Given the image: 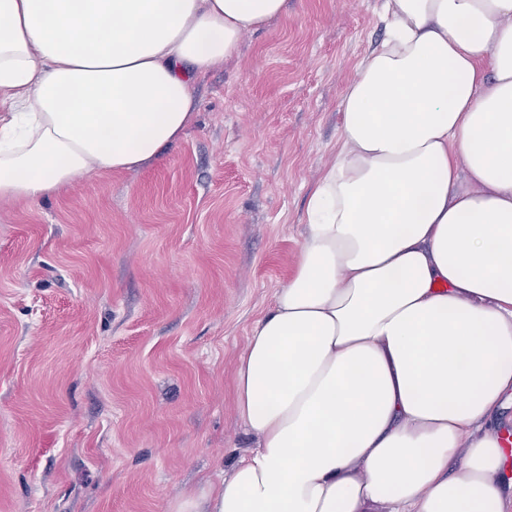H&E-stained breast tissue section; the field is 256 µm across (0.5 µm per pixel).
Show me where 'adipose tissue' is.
<instances>
[{
	"mask_svg": "<svg viewBox=\"0 0 512 512\" xmlns=\"http://www.w3.org/2000/svg\"><path fill=\"white\" fill-rule=\"evenodd\" d=\"M287 0H0V200L177 143ZM234 393L255 444L169 512H512V0H384Z\"/></svg>",
	"mask_w": 512,
	"mask_h": 512,
	"instance_id": "ef3b65f1",
	"label": "adipose tissue"
}]
</instances>
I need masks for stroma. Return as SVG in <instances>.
I'll return each instance as SVG.
<instances>
[{
    "label": "stroma",
    "mask_w": 512,
    "mask_h": 512,
    "mask_svg": "<svg viewBox=\"0 0 512 512\" xmlns=\"http://www.w3.org/2000/svg\"><path fill=\"white\" fill-rule=\"evenodd\" d=\"M382 0H288L157 164L0 202V512H168L255 439L234 372L293 275Z\"/></svg>",
    "instance_id": "1"
}]
</instances>
